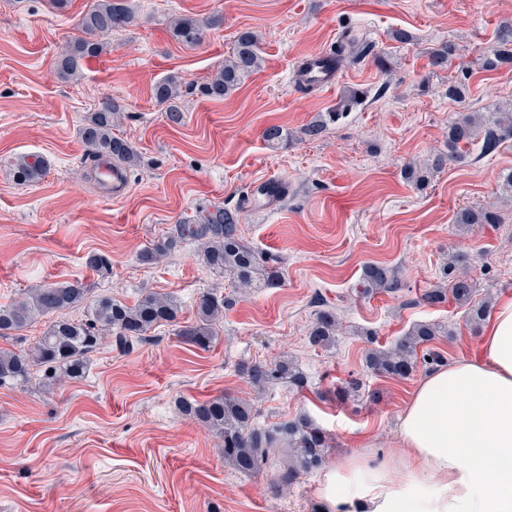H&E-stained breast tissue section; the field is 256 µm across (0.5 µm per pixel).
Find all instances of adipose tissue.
<instances>
[{
  "label": "adipose tissue",
  "mask_w": 512,
  "mask_h": 512,
  "mask_svg": "<svg viewBox=\"0 0 512 512\" xmlns=\"http://www.w3.org/2000/svg\"><path fill=\"white\" fill-rule=\"evenodd\" d=\"M398 439L399 461L351 458L327 474L331 512H512V290L476 354L416 387Z\"/></svg>",
  "instance_id": "ef3b65f1"
}]
</instances>
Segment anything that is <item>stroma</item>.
Returning a JSON list of instances; mask_svg holds the SVG:
<instances>
[{"instance_id":"35a3bbf8","label":"stroma","mask_w":512,"mask_h":512,"mask_svg":"<svg viewBox=\"0 0 512 512\" xmlns=\"http://www.w3.org/2000/svg\"><path fill=\"white\" fill-rule=\"evenodd\" d=\"M94 3L68 0L58 11L49 0H0V304L73 283L130 305L149 292L171 294L181 313L147 342L104 346L84 379L51 391L0 384V512H324L325 477L337 464L400 459V419L434 369L421 360L405 379L378 377L367 352L420 322L447 325L431 346L444 365L477 351L466 306L421 301L441 286L448 255H467L477 300L512 289V202L503 198L512 139L490 154L473 142L426 187L402 177L409 163L444 149L459 112L512 104V68L483 67L498 28L512 25V0H128L133 22L84 60L79 77L61 78L57 56ZM175 16L204 21L199 45L172 38ZM245 30L260 39L262 66L228 98L211 100L203 88ZM399 30L411 41H397ZM355 41L372 53H353ZM445 45L447 68L432 69L430 52ZM325 50L345 57L334 88L302 85L299 65ZM169 77L181 86L179 126L153 97ZM452 81L465 83L464 102L449 98ZM352 89L365 91L361 105L321 138H301V126ZM107 98L123 108L113 134L140 155L121 198L92 176L79 135ZM273 124L289 135L277 148L262 138ZM25 155L47 164L38 183L14 175ZM270 178L282 185L279 198L254 202ZM215 205L238 210L243 241L278 260L275 276L247 294L213 274L193 240L159 263L139 259L183 218ZM477 207L501 223L460 231L456 213ZM92 251L109 256V277L86 267ZM373 262L393 269L397 291L360 294ZM207 292L234 303L203 350L177 328L196 321ZM322 308L342 324L330 348L309 341ZM280 359L294 364L301 385L259 390L244 373ZM352 380L358 397L338 400ZM223 395L247 401L261 428L311 419L330 438L323 469L282 488L287 453L278 446L259 473L235 471L215 433L182 410L183 401Z\"/></svg>"}]
</instances>
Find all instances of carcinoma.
I'll use <instances>...</instances> for the list:
<instances>
[{
  "mask_svg": "<svg viewBox=\"0 0 512 512\" xmlns=\"http://www.w3.org/2000/svg\"><path fill=\"white\" fill-rule=\"evenodd\" d=\"M133 22L130 7L125 0H98V3L79 21L80 36L68 41L57 57V71L62 77H72L80 71L82 61L100 56L106 49L105 38L112 32ZM172 35L180 43L196 45L201 41L202 23L191 17L177 16L170 22ZM512 63V25L499 30L497 47L485 58L484 66L495 69ZM261 57L256 35L251 31L239 34L233 56L215 73L206 85V95L221 100L231 95L253 73L259 70ZM154 97L166 112L168 121L180 124L183 110L178 104L177 81L159 82ZM364 92L352 90L340 98L327 117L316 118L301 128L305 138H316L325 132L327 122L361 105ZM121 118V107L113 100L103 101L98 109L89 113L80 137L86 154L95 159L115 160L124 166L134 167L140 162L139 154L124 139L112 135V127ZM482 139V149L491 153L507 138H512V109L502 107L494 112H469L460 114L448 125L447 151L428 158L423 167L410 165L406 179L415 185L448 163L462 158L461 149L477 139ZM16 179L23 183H36L45 174L43 160L22 156L14 163ZM238 213L220 205L201 213L198 217L175 225V232L157 241L139 255L144 264H153L166 256L175 245L186 239L200 242L205 264L216 274L228 273L241 289L255 285L260 272L269 275V260L246 244L238 234ZM455 223L463 229L478 224H500L501 216L484 209H464L456 215ZM89 270L106 276L111 271L110 258L101 252L85 256ZM443 279L448 287L433 288L422 294L421 300L438 305L451 296L458 302L471 300L475 290L466 257L454 254L442 267ZM397 289L394 272L382 263H370L363 274V292ZM230 301L222 295L207 293L197 302L199 321L183 327L180 335L199 348H207L216 337V320L224 315ZM77 311L75 317L67 313ZM180 305L171 295L149 293L136 304L129 306L108 295L92 296L89 289L78 284H59L40 288L7 305L0 304V339L18 335L38 317H53L46 331L28 353H17L0 348V383H28L37 369H42L44 380L57 382L62 379L77 380L85 377L91 356L98 352L107 337L114 338L120 347L130 348L135 342L147 338V333L160 324L178 319ZM340 332L335 313L323 309L316 313L310 332L312 344L330 346ZM448 334L439 323H418L388 349H372L366 355V366L372 373L385 378H406L416 368L418 349ZM254 387L280 381L299 385L302 377L293 364L281 360L274 366L254 364L246 369ZM185 414L220 435L224 441V461L241 474L258 472L268 460L269 448L275 442L286 443L290 451V464L279 476V484H293L301 473L321 467L325 462L327 436L305 416L285 422L272 430L252 424L251 407L230 396L215 397L205 403L185 402Z\"/></svg>",
  "mask_w": 512,
  "mask_h": 512,
  "instance_id": "1",
  "label": "carcinoma"
}]
</instances>
